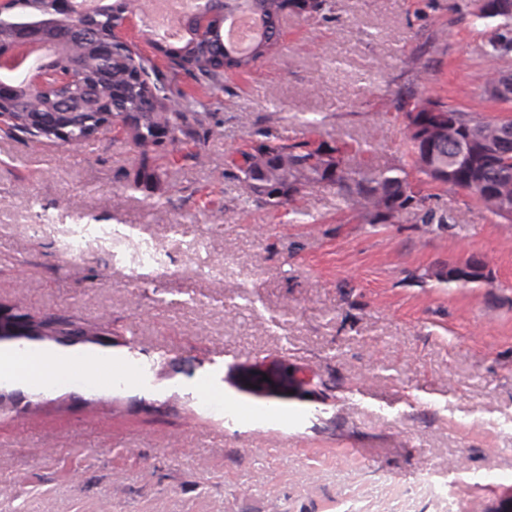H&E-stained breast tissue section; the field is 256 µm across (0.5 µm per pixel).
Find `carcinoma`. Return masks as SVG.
Masks as SVG:
<instances>
[{
  "mask_svg": "<svg viewBox=\"0 0 512 512\" xmlns=\"http://www.w3.org/2000/svg\"><path fill=\"white\" fill-rule=\"evenodd\" d=\"M21 11L15 18L27 19L34 11L50 9L49 0H18ZM127 0H112L104 11L85 21L99 51L87 47L68 62L82 78L54 90L31 92L17 83L13 98L0 100V132L41 141L49 139L43 120L63 107L75 112L65 128L62 145L90 142L107 128L120 133L141 155L132 190L147 180L163 175V167L147 165L148 151L156 144L157 128L167 130L166 157L180 156L202 162L187 145L196 143L194 129L213 139L224 135V122L210 111L213 100L224 91V75L247 74L273 56L281 39L283 13L324 15L333 0H309L307 4L286 0H211L214 15L199 32L189 17L179 23L184 36L177 43L163 42L164 62L141 51L131 41L112 38L127 14ZM249 11L258 20L259 32L247 50L237 52L224 35V12ZM476 21L494 24L495 35L484 53L495 58L512 55V0H472ZM512 76L491 72L481 77L490 94L509 101L512 90L502 87ZM406 109L407 155L410 164L372 166L363 156L367 149L352 143L338 131L319 139L289 142L270 135L236 150L225 163L224 175L240 181L244 202L267 210L303 211L293 203L315 185L336 190L338 200L356 211L366 224H393L403 219L416 224H435L445 229L453 218L423 206L425 188L464 190L491 214L511 224L505 208L512 205V133L505 119H488L476 112L451 108L424 95L412 105L399 99ZM486 262L472 256L463 265H450L435 273L445 284L466 286L486 279Z\"/></svg>",
  "mask_w": 512,
  "mask_h": 512,
  "instance_id": "cac0c4a2",
  "label": "carcinoma"
}]
</instances>
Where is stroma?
<instances>
[{
	"label": "stroma",
	"instance_id": "35a3bbf8",
	"mask_svg": "<svg viewBox=\"0 0 512 512\" xmlns=\"http://www.w3.org/2000/svg\"><path fill=\"white\" fill-rule=\"evenodd\" d=\"M283 57L226 79L224 135L204 164L126 190L115 132L77 147L0 135V309L63 317L135 381L0 385V512H512V224L464 191L430 189L448 229L372 226L315 186L304 224L240 203L224 158L261 133L341 130L376 165L405 159L390 99L421 90L512 118L480 75L492 27L469 0H334L281 21ZM74 224L159 242L66 250ZM483 258L487 281L439 283ZM277 409L254 427L198 403Z\"/></svg>",
	"mask_w": 512,
	"mask_h": 512
}]
</instances>
